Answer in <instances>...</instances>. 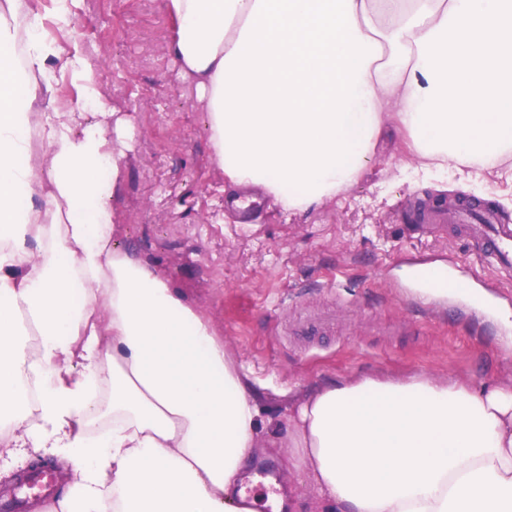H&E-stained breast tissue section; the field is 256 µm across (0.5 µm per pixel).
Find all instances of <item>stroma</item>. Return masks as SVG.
I'll return each mask as SVG.
<instances>
[{
  "label": "stroma",
  "instance_id": "1",
  "mask_svg": "<svg viewBox=\"0 0 512 512\" xmlns=\"http://www.w3.org/2000/svg\"><path fill=\"white\" fill-rule=\"evenodd\" d=\"M32 2L63 54L80 50L102 70L99 101L84 105L88 120L104 106L135 126L111 199L119 247L211 320L262 395L264 416L284 414L279 391L304 394L352 375L512 381V327L494 319L498 306L512 308V274L478 260L459 239L413 234L406 219L410 201L443 197L491 205L512 224L511 173L479 182L454 170L416 176L412 157L391 142L335 199L290 214L267 198L252 223H238L224 207L207 116L169 50L173 26L162 0H83L67 27L53 23L51 0ZM449 258L500 278L503 289L493 299L478 295L465 316L455 302L420 314L403 295L407 268ZM276 439L274 448L259 441L241 485L260 512L288 487L297 512H312L305 468L287 435Z\"/></svg>",
  "mask_w": 512,
  "mask_h": 512
}]
</instances>
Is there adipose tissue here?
Wrapping results in <instances>:
<instances>
[{"mask_svg": "<svg viewBox=\"0 0 512 512\" xmlns=\"http://www.w3.org/2000/svg\"><path fill=\"white\" fill-rule=\"evenodd\" d=\"M23 7L0 0V446L72 469L36 512H254L239 481L269 432L257 395L209 318L119 248L109 198L131 123L44 111L48 59L91 99L100 71L60 57L39 17L19 25ZM163 8L230 194L307 210L396 135L426 174L512 163V0ZM282 427L318 512H512V384L346 377L289 396Z\"/></svg>", "mask_w": 512, "mask_h": 512, "instance_id": "obj_1", "label": "adipose tissue"}]
</instances>
